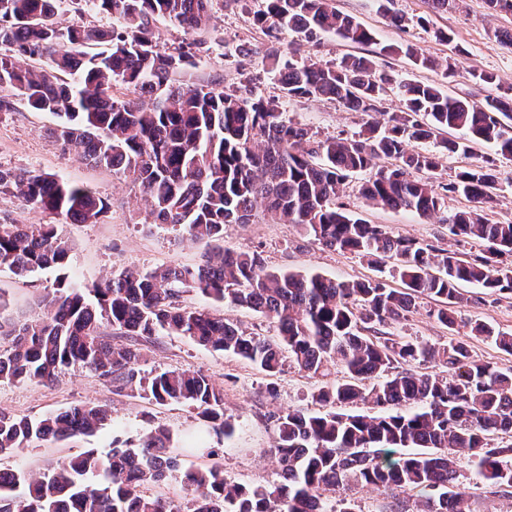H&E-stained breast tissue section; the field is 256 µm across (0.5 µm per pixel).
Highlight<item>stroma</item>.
Instances as JSON below:
<instances>
[{
    "label": "stroma",
    "mask_w": 512,
    "mask_h": 512,
    "mask_svg": "<svg viewBox=\"0 0 512 512\" xmlns=\"http://www.w3.org/2000/svg\"><path fill=\"white\" fill-rule=\"evenodd\" d=\"M334 4L372 31L373 44L360 48L329 34L303 43L289 29L282 30L277 40L272 41L253 22L258 0H212L207 25L195 35L205 41L208 50L202 53L196 67L182 73L180 84H213L226 91L248 86L256 95L279 99L287 118L322 138L358 135L364 127V115L345 111L331 100L285 96L265 57L269 47L285 51L296 46L300 49L299 60L312 59L330 65L358 52L373 58L378 69L396 80L435 83L450 96L479 104L494 90L476 81L477 73L494 74L502 86L512 85V47L500 43L494 35L495 30L512 29V15H488L483 0H454L444 13L430 12L425 0H392L386 12L380 10L377 0H334ZM393 13L404 18L403 26L391 24L389 16ZM440 30L451 35V42L436 39ZM239 44L250 45L251 54L225 57L226 49ZM408 45L436 58L438 68L415 65L404 53ZM450 63L456 64L457 73L448 78L442 68ZM55 125L53 115L33 110L20 97H11L9 106L0 109V168L36 171L87 186L108 203L109 210L98 223L59 226L70 243L65 267L70 283L91 286L127 268L150 270L193 264L209 251V243L191 238L186 231L152 223L139 186L131 178L91 166L74 151L62 148L51 135ZM365 179V174L353 175L340 194V202L352 214L368 223L384 225L394 235L456 250L466 260L482 254V242L456 241L447 225L412 212L367 204L359 193ZM223 246L235 251H260L275 269L313 271L339 281L376 278L390 268L386 262L371 264L355 254L324 249L301 226L274 223L260 211L250 223L231 225L224 233ZM55 277L51 270L19 278L0 269V296L7 301L9 313L20 320L36 318L39 300L51 291ZM461 291L469 302L457 308L454 328H446L433 318L436 302L426 297L414 313L394 323V331L436 346L466 335L476 359L504 370L512 369L511 354L469 335L471 322L478 319L512 331V294L492 293L469 284L462 285ZM180 302L233 319L263 336L276 333L272 319L245 309L224 307L194 290L183 292ZM141 348L140 366L144 371L190 369L208 375L223 387L232 434H213L196 410L188 406H160L138 396L118 394L93 372L71 367L59 373L49 386L0 381V410L38 419L71 406L98 403L110 407L111 423L92 437L69 442L48 439L2 455L0 467L38 472L88 448L104 455L113 439L135 444L151 428L160 425L173 434V452L184 462H206L205 451L212 448L217 450L227 477L250 486L268 485L279 479L277 465L267 453L275 443V414L288 407L312 408V393L341 381L344 376L339 364L330 366L327 376L314 377L289 362L276 380L277 396L272 399L266 392L265 374L238 356L213 351L182 336H158L142 343ZM456 462L460 472L458 486L467 494L472 512H512L511 493L473 480L466 453H458Z\"/></svg>",
    "instance_id": "obj_1"
}]
</instances>
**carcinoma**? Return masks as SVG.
<instances>
[{
	"label": "carcinoma",
	"mask_w": 512,
	"mask_h": 512,
	"mask_svg": "<svg viewBox=\"0 0 512 512\" xmlns=\"http://www.w3.org/2000/svg\"><path fill=\"white\" fill-rule=\"evenodd\" d=\"M55 2L0 0V91L55 115L57 141L80 150L88 163L132 178L151 202L152 223L218 243L229 225L250 223L261 201L272 221L306 226L328 250L375 263L393 260L403 288L383 278L347 282L273 269L257 250L221 246L192 266L125 269L91 288L57 278L40 317L8 325L0 320V380L50 384L62 370L79 366L115 392L191 407L213 431L227 434L232 424L225 418L224 391L187 369L142 373L141 342L184 336L239 356L265 373L271 395L286 358L312 376L337 360L346 376L312 395L325 410L288 408L275 415L270 454L279 481L268 486L237 483L218 462L183 466L171 451V432L158 427L134 447L113 440L106 457L90 448L35 475L0 469V512H181L173 499L145 492L173 472L182 474L191 512H309L316 503L328 512L324 492L352 483L392 498L416 491L421 512H471L455 491L459 448L470 452L474 480L512 487V443H493L497 434H512V372L474 358L469 346V337H481L512 353V333L477 320L470 336L438 348L387 331L425 296L438 301L432 316L454 328V308L467 301L459 291L463 283L512 293V224H492L483 215L496 197L494 160L442 183L439 154L415 149L435 140L444 151L468 154L472 145L485 143L512 160V95L505 91L476 104L436 84L400 82L404 108L390 113L382 100L394 77L373 59L349 55L327 66L271 51V70L288 97L325 98L367 116L354 138H321L285 119L278 100L258 97L247 86L224 92L177 84L178 74L197 65L204 42L161 51L154 22L167 18L198 31L212 0H89L122 19L118 29L63 26ZM253 21L271 38L290 29L306 42L322 34L361 46L374 41L331 0H262ZM22 57L48 64L25 67ZM422 114L427 120L419 119ZM450 130L461 136L443 137ZM360 172L369 173L362 196L382 208L429 218L447 211L450 194L475 203L440 221L456 237L481 241L483 253L466 261L352 215L336 199ZM0 192L16 193L31 209L66 224H95L108 209L93 189L35 171L0 168ZM67 255L57 225L0 221V268L20 277L60 270ZM188 288L275 319L276 335L260 336L179 304ZM104 326L119 340L105 336ZM420 360L438 363L439 370H397ZM354 401L370 403L373 413L332 410ZM110 419L106 407L93 404L40 420L0 410V455L49 437L92 436ZM126 463L135 465L132 481L124 476Z\"/></svg>",
	"instance_id": "cac0c4a2"
}]
</instances>
